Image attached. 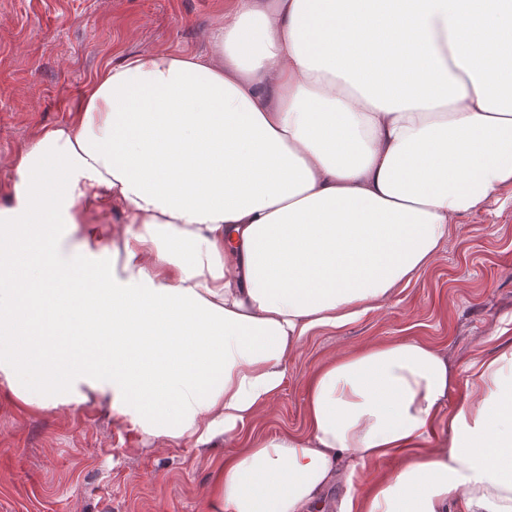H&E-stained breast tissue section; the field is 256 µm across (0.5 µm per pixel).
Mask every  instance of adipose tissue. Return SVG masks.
Segmentation results:
<instances>
[{"label": "adipose tissue", "instance_id": "ef3b65f1", "mask_svg": "<svg viewBox=\"0 0 512 512\" xmlns=\"http://www.w3.org/2000/svg\"><path fill=\"white\" fill-rule=\"evenodd\" d=\"M205 53L105 65L13 159L0 390L109 405L162 444L234 438L318 328L381 307L512 193V0H231ZM94 203L127 225L90 224ZM457 371L380 342L308 377L305 429L244 440L207 512H512V348ZM397 470L398 463L392 458L368 463L357 468L354 475V483L360 487H368L375 480L393 477Z\"/></svg>", "mask_w": 512, "mask_h": 512}]
</instances>
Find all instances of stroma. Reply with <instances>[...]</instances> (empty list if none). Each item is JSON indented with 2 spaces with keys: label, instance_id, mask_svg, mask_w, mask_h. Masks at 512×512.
<instances>
[{
  "label": "stroma",
  "instance_id": "stroma-1",
  "mask_svg": "<svg viewBox=\"0 0 512 512\" xmlns=\"http://www.w3.org/2000/svg\"><path fill=\"white\" fill-rule=\"evenodd\" d=\"M225 0H0V208L12 204L15 154L63 123L106 64L157 51L208 50ZM419 338L458 371L512 346V204L493 201L451 227L432 262L378 309L320 328L292 352L278 395L241 437L304 426L306 380L323 361L361 346ZM238 439L164 446L107 404L27 411L0 394V512H206L214 475Z\"/></svg>",
  "mask_w": 512,
  "mask_h": 512
}]
</instances>
